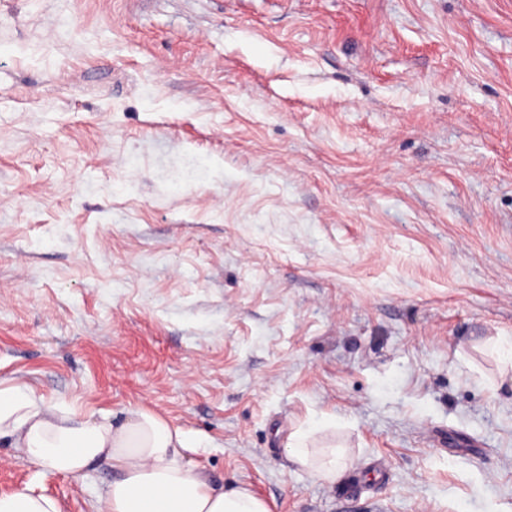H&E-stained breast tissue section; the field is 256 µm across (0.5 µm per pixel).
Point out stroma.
<instances>
[{
  "label": "stroma",
  "instance_id": "obj_1",
  "mask_svg": "<svg viewBox=\"0 0 512 512\" xmlns=\"http://www.w3.org/2000/svg\"><path fill=\"white\" fill-rule=\"evenodd\" d=\"M503 336L512 0H0L1 378L271 512H512ZM304 437H295L288 443V454L294 462L306 469L316 479L333 482L336 476L347 467V463H336V451L331 454L329 459L324 460L320 465H315L310 461L303 444Z\"/></svg>",
  "mask_w": 512,
  "mask_h": 512
}]
</instances>
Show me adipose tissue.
Returning <instances> with one entry per match:
<instances>
[{
    "mask_svg": "<svg viewBox=\"0 0 512 512\" xmlns=\"http://www.w3.org/2000/svg\"><path fill=\"white\" fill-rule=\"evenodd\" d=\"M48 474L82 478L100 464L115 474L95 512H270L246 488L231 492L185 464L189 436L143 409L113 425L107 415H68L27 383L0 379V440Z\"/></svg>",
    "mask_w": 512,
    "mask_h": 512,
    "instance_id": "obj_1",
    "label": "adipose tissue"
}]
</instances>
